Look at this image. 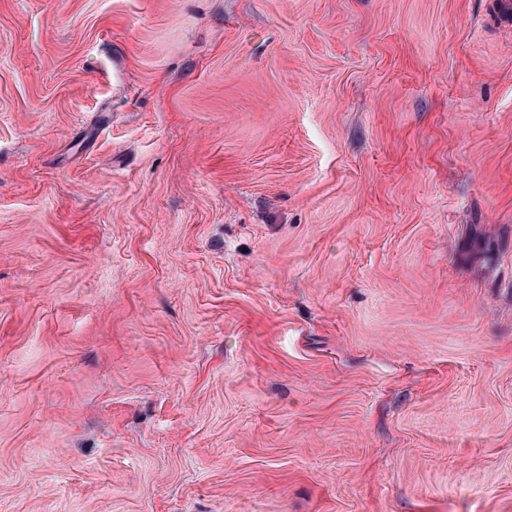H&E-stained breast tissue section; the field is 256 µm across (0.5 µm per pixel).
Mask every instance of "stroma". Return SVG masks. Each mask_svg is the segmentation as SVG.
<instances>
[{"label":"stroma","instance_id":"stroma-1","mask_svg":"<svg viewBox=\"0 0 512 512\" xmlns=\"http://www.w3.org/2000/svg\"><path fill=\"white\" fill-rule=\"evenodd\" d=\"M0 512H512V0H0Z\"/></svg>","mask_w":512,"mask_h":512}]
</instances>
